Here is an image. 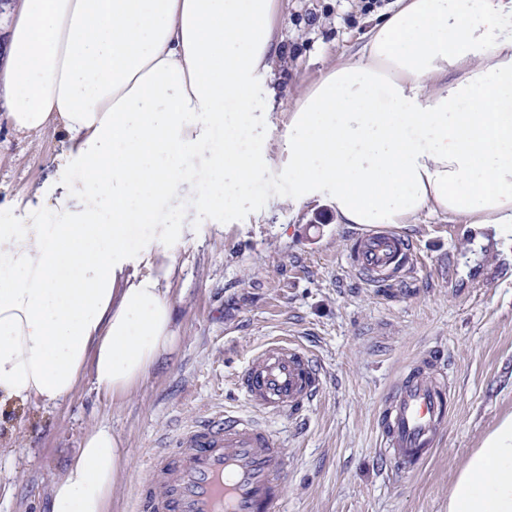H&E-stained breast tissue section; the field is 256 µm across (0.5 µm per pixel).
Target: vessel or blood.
Here are the masks:
<instances>
[{"mask_svg": "<svg viewBox=\"0 0 512 512\" xmlns=\"http://www.w3.org/2000/svg\"><path fill=\"white\" fill-rule=\"evenodd\" d=\"M411 246L391 230L358 236L353 263L382 278L407 271ZM433 350L399 374L381 402V452L413 473L430 458L448 418V375ZM254 416L218 412L183 428L154 454L137 493L139 512H278L288 456L256 413L295 412L321 389L302 347L276 340L259 350L239 379Z\"/></svg>", "mask_w": 512, "mask_h": 512, "instance_id": "b4317fda", "label": "vessel or blood"}]
</instances>
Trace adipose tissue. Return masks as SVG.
<instances>
[{
  "label": "adipose tissue",
  "instance_id": "1",
  "mask_svg": "<svg viewBox=\"0 0 512 512\" xmlns=\"http://www.w3.org/2000/svg\"><path fill=\"white\" fill-rule=\"evenodd\" d=\"M282 0H17L0 43V124L57 138L63 181L0 225V408L145 382L178 338V255L155 223L186 170L200 223L264 174L290 205L329 193L338 223L422 213L512 224V0H395L365 42L296 92L277 155L257 149L253 99L276 98ZM63 213L43 224V211ZM128 459L96 429L48 512H109ZM448 512H512V415L470 454Z\"/></svg>",
  "mask_w": 512,
  "mask_h": 512
}]
</instances>
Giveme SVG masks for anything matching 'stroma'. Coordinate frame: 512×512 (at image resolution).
Instances as JSON below:
<instances>
[{
	"label": "stroma",
	"instance_id": "stroma-1",
	"mask_svg": "<svg viewBox=\"0 0 512 512\" xmlns=\"http://www.w3.org/2000/svg\"><path fill=\"white\" fill-rule=\"evenodd\" d=\"M393 0H285L276 64L284 89L314 83L353 54L371 17ZM258 146L278 151L288 104L253 102ZM56 139L0 130V224H18L19 202L55 172ZM291 187L268 174L220 224L197 221L186 180L160 215L188 229L174 239L172 284L181 336L162 366L120 399L83 381L55 404L0 411V512H45L82 436L105 426L130 457L110 512H136L137 485L154 451L182 428L224 410L249 413L237 377L275 338L317 362L322 387L294 417L262 421L288 454L283 512H448L455 476L471 452L512 415V229L454 220L404 224L413 270L376 280L354 270L361 226L340 224L327 198L289 205ZM440 348L451 404L439 444L420 471L401 474L379 450L376 413L401 370Z\"/></svg>",
	"mask_w": 512,
	"mask_h": 512
}]
</instances>
